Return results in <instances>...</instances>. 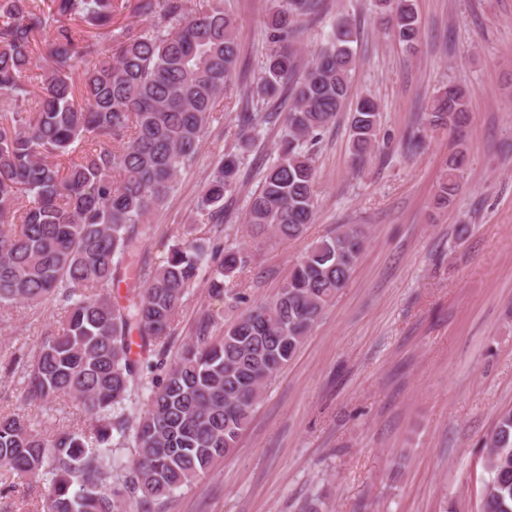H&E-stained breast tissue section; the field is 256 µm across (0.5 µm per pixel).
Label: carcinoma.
<instances>
[{"label": "carcinoma", "instance_id": "1", "mask_svg": "<svg viewBox=\"0 0 512 512\" xmlns=\"http://www.w3.org/2000/svg\"><path fill=\"white\" fill-rule=\"evenodd\" d=\"M320 0H276L266 20L270 48L251 98L289 84L288 138L248 199L246 232L301 236L318 200L311 149L345 107L356 30L340 16L300 66L290 42ZM398 42L415 48L413 0H376ZM131 11L148 28H112ZM224 0H0V314L60 302L65 315L24 365L25 399L81 405L80 428L0 416V467L43 482L34 512H155L208 474L236 447L268 382L345 288L369 239L341 224L297 260L276 295L233 321L209 311L170 357L175 321L190 288L238 305L234 291L253 255L214 239L169 247L163 264L142 261L150 217L196 161L217 119L239 48ZM468 113L455 84L434 96L428 124L453 130ZM271 112L238 113L236 152L216 165L194 203L197 219L224 214L241 159ZM358 159L377 141L371 97L349 116ZM467 155L456 154L436 192L458 193ZM125 283L126 294L112 288ZM222 326L218 335L213 329ZM143 406L134 425L127 411ZM135 450L129 462L120 453ZM490 479L480 512H512V410L484 442Z\"/></svg>", "mask_w": 512, "mask_h": 512}]
</instances>
